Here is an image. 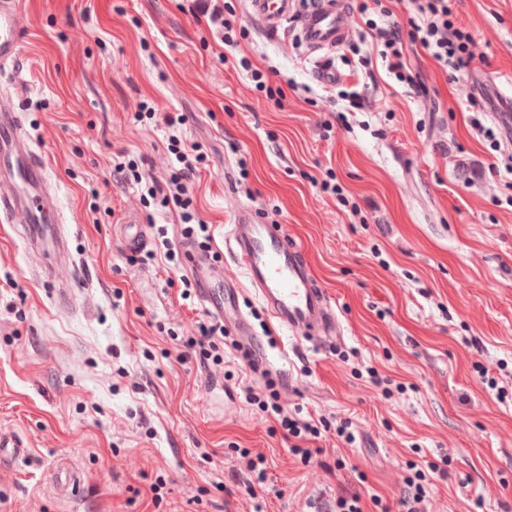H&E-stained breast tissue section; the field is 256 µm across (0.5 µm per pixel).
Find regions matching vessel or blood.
I'll return each instance as SVG.
<instances>
[{"label": "vessel or blood", "mask_w": 512, "mask_h": 512, "mask_svg": "<svg viewBox=\"0 0 512 512\" xmlns=\"http://www.w3.org/2000/svg\"><path fill=\"white\" fill-rule=\"evenodd\" d=\"M250 7L252 16L267 31H295L308 56L314 59L321 82L336 80L335 52L348 37L346 0H310L304 9L299 8L298 0H251ZM21 42L19 0H0V63L14 61ZM0 153L17 183L14 189L0 191V223L14 225L38 253L44 254L41 267L53 285V295L59 305H67L69 282L58 275L57 268L69 258L70 229L58 219L43 154L26 137L14 103L1 97ZM230 240L247 280L280 328L291 333H335L336 314L331 300L312 277L303 246L289 240L281 225L259 220L237 224ZM190 269L201 285V301L206 309L222 315L235 308L236 289L212 285L222 271L212 264L210 256L192 254Z\"/></svg>", "instance_id": "1"}]
</instances>
